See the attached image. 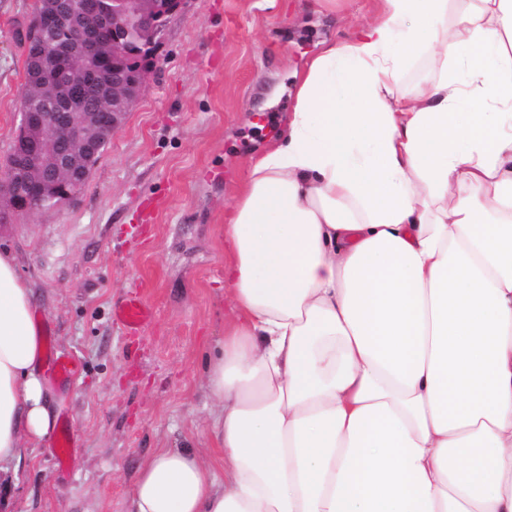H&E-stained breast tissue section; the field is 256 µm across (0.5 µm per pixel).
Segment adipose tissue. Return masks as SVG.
<instances>
[{
    "mask_svg": "<svg viewBox=\"0 0 512 512\" xmlns=\"http://www.w3.org/2000/svg\"><path fill=\"white\" fill-rule=\"evenodd\" d=\"M448 2L310 63L224 225V474L161 449L134 512H512V0ZM35 305L0 252V472L56 423ZM432 78L425 53L415 57L401 73V83L407 87L420 81H430Z\"/></svg>",
    "mask_w": 512,
    "mask_h": 512,
    "instance_id": "1",
    "label": "adipose tissue"
}]
</instances>
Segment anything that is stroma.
<instances>
[{"mask_svg":"<svg viewBox=\"0 0 512 512\" xmlns=\"http://www.w3.org/2000/svg\"><path fill=\"white\" fill-rule=\"evenodd\" d=\"M35 0H0V175L20 123ZM377 0H183L155 38L141 94L83 189L0 223V250L36 297L47 354L74 381H48L76 428L60 469L50 446L0 474V512H131L140 460L213 446L205 370L234 313L224 293V214L252 158L279 142L300 80L332 42L373 20ZM153 309L127 335L112 309ZM47 371L56 382L66 384L78 373V365L72 357L62 354L50 360Z\"/></svg>","mask_w":512,"mask_h":512,"instance_id":"35a3bbf8","label":"stroma"}]
</instances>
